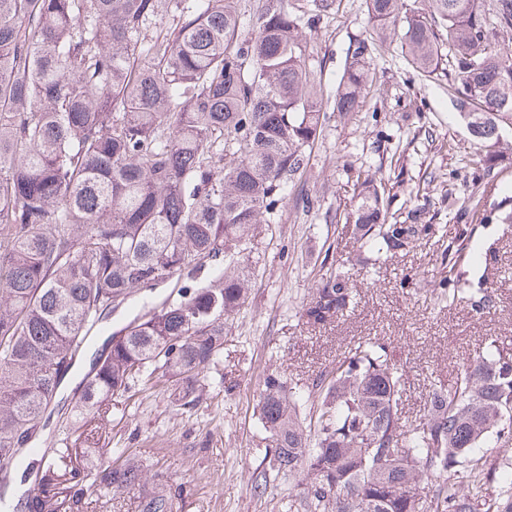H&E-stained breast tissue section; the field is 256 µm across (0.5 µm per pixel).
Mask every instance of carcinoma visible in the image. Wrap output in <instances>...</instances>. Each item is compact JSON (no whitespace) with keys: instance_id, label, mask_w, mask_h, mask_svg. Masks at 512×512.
Instances as JSON below:
<instances>
[{"instance_id":"carcinoma-1","label":"carcinoma","mask_w":512,"mask_h":512,"mask_svg":"<svg viewBox=\"0 0 512 512\" xmlns=\"http://www.w3.org/2000/svg\"><path fill=\"white\" fill-rule=\"evenodd\" d=\"M377 32L407 47L430 75L448 47L456 104L486 171L509 160L498 133L512 116V0H366ZM160 0H0V484L14 482L21 440L46 427L73 370L89 359L72 426L46 456L26 512H47L72 437L109 422L112 397L170 383L193 410L224 353V328L252 284L245 251L279 223L288 181L321 132L323 90L307 70L308 44L288 0H171L176 24L157 26ZM250 36H241L245 22ZM367 43L354 49L333 98L351 112L368 83ZM342 231L357 261L408 251L433 224H388L375 176ZM476 186L464 224L442 256L436 299L477 313L466 278L473 227L512 224V195L490 214ZM224 271L184 289L92 348V331L140 290L192 279L207 259ZM349 271L321 274L299 319L326 328L350 310ZM402 374L379 339L317 377L309 392L267 374L254 406L270 471L304 476L288 512H512V349L491 341L451 383L428 392L417 425L398 409ZM490 436L497 454L479 453ZM78 491L137 492L139 512H178L165 474L128 455L98 456L72 472Z\"/></svg>"}]
</instances>
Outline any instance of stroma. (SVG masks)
Returning a JSON list of instances; mask_svg holds the SVG:
<instances>
[{"label":"stroma","instance_id":"1","mask_svg":"<svg viewBox=\"0 0 512 512\" xmlns=\"http://www.w3.org/2000/svg\"><path fill=\"white\" fill-rule=\"evenodd\" d=\"M288 8L305 21L306 65L325 96L335 94L352 51L366 39L373 83L358 111L326 112L304 171L288 184L280 222L253 244L249 299L230 321L213 371L224 380L221 395L204 391L192 411L173 406L160 388L112 400V428L99 435L100 448L132 453L167 472L178 512H285L297 478L272 480L261 497L251 490L265 464L267 441L254 406L268 372L308 385L359 343L381 339L402 369V417L416 424L432 383H451L490 342L512 348V224H482L474 234L487 258L468 265V278L490 288V313L434 301L430 287L448 247L438 233L383 257L374 270L354 266L357 305L333 326L314 330L299 322L298 311L329 264L357 252L341 228L359 176L385 181L389 221L455 224L449 199L468 207L477 184L487 187L489 205L512 191V119L501 124L510 161L484 174L472 163L478 148L454 102L447 65L428 78L414 71L397 37L375 36L365 0H332L323 11L314 0H288ZM184 285L179 279L134 295L104 319L103 331L178 298Z\"/></svg>","mask_w":512,"mask_h":512}]
</instances>
